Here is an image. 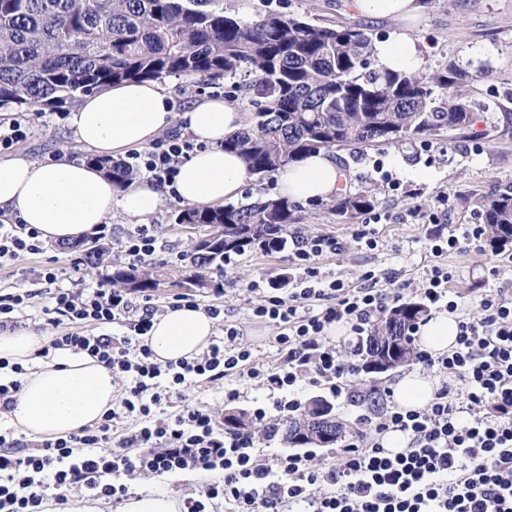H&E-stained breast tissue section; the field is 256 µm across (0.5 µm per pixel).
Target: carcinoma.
Instances as JSON below:
<instances>
[{"instance_id":"carcinoma-1","label":"carcinoma","mask_w":512,"mask_h":512,"mask_svg":"<svg viewBox=\"0 0 512 512\" xmlns=\"http://www.w3.org/2000/svg\"><path fill=\"white\" fill-rule=\"evenodd\" d=\"M250 106L247 127L225 139L252 176L274 172L318 150L351 144H395L410 137L462 129L476 119V105L455 85L459 75L430 77L381 71L373 43L355 26L322 27L298 18L264 14L252 22L224 14L222 0H0V111L22 106L55 110L119 81L170 76L236 77ZM451 90L438 99L434 89ZM122 188L133 172L99 160ZM374 205L369 191L336 198L343 215ZM299 205L283 198L235 207H186L179 224L224 225V241L199 242L190 282L205 287V272L224 259L259 246L279 251L296 223ZM492 249L512 246V191L485 196L479 209ZM110 282L133 291L153 290L157 280L117 267ZM425 314L406 301L372 324L362 359L393 360L395 369L417 357L409 330ZM316 412L308 404L282 423L292 447H330L347 426L339 421L331 441L305 437L302 425Z\"/></svg>"}]
</instances>
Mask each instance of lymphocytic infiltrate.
Segmentation results:
<instances>
[{
  "label": "lymphocytic infiltrate",
  "instance_id": "1",
  "mask_svg": "<svg viewBox=\"0 0 512 512\" xmlns=\"http://www.w3.org/2000/svg\"><path fill=\"white\" fill-rule=\"evenodd\" d=\"M190 148L174 135L134 154L133 166L164 184ZM336 247V241L319 236L299 241L295 257L303 275L291 291L270 286L254 310L255 317L279 328L283 360L277 366L257 363L240 344V330L229 325L202 354L156 362L143 340L152 326V307L134 309L126 294L105 280L93 287H57L56 269L43 268L40 278L52 287L55 321L67 330L39 349L38 357L58 349L85 352L128 382L117 408L80 433L27 446L0 433V512H43L49 494L60 506L75 493L118 501L127 495L129 481L145 475L211 472L222 473V481L185 498L182 512H211L219 500L229 504V512H512V297L501 290L459 320L456 345L448 353L419 352L420 363L441 380L434 400L417 410L388 406L374 419L361 415L377 436L344 444L339 466L317 467L306 452L259 460L252 432H225L209 409L196 404L183 405L172 417L156 415L172 387L238 375L281 390L271 409L254 412L269 436L270 415L283 418L300 409L299 400L284 398L283 392L302 373L341 395L342 378L357 366L328 341L327 327L343 320L363 334L368 318L400 301L402 289L323 281L313 262ZM41 248L37 230L0 224L1 264ZM312 298L324 301L323 310L302 312V303ZM122 318L130 335L106 333V325ZM85 324L99 326L100 334L82 332ZM483 403L490 404V412L466 414L467 405ZM127 417L137 418L138 427L119 432V420ZM391 428L403 432L408 443L389 457L378 436Z\"/></svg>",
  "mask_w": 512,
  "mask_h": 512
}]
</instances>
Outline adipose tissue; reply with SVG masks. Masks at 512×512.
I'll return each instance as SVG.
<instances>
[{"label":"adipose tissue","instance_id":"ef3b65f1","mask_svg":"<svg viewBox=\"0 0 512 512\" xmlns=\"http://www.w3.org/2000/svg\"><path fill=\"white\" fill-rule=\"evenodd\" d=\"M356 14L397 21L398 30L374 47L379 69L418 71L420 52L413 37L422 6L419 0H351ZM244 112L221 97H208L175 111L170 97L153 81L121 82L81 96L69 126L81 149L104 158L125 155L150 145L163 131L179 127L190 135L195 150L178 167L171 183L146 178L113 186L104 169L67 157L34 160L0 159V223L35 228L45 243H65L93 234L120 208L134 224L145 222L164 200L189 206L219 207L236 200L250 178L224 140L241 130ZM346 175L329 152L308 155L281 169V196L300 202L323 200L343 191ZM214 320L202 308H168L154 319L147 343L157 362H177L207 349ZM458 322L438 313L419 327L421 345L432 354L454 345ZM48 335L25 328L0 332V358L26 367L21 391L8 412L12 425L34 439L67 437L99 421L112 407L118 384L111 369L87 353L57 350L44 360L35 352ZM437 381L408 373L394 386V398L405 409L426 407L435 397Z\"/></svg>","mask_w":512,"mask_h":512}]
</instances>
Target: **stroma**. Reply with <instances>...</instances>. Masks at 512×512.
Segmentation results:
<instances>
[{
    "label": "stroma",
    "mask_w": 512,
    "mask_h": 512,
    "mask_svg": "<svg viewBox=\"0 0 512 512\" xmlns=\"http://www.w3.org/2000/svg\"><path fill=\"white\" fill-rule=\"evenodd\" d=\"M224 9L242 21L255 19L259 12L272 10L321 26L360 25L374 42L387 40L396 25L387 19L354 15L348 0H223ZM422 18L414 32L422 64L421 72L437 74L446 70L461 73L462 93L478 103L485 113L483 122L464 130H441L398 144L376 148L355 144L337 151V163L347 173L346 190L354 194L372 191V212L339 215L328 200L303 204L297 224L290 226L289 243L277 252L253 248L233 257L231 264L212 268L208 287L186 284L191 271L189 257L196 240L209 229L201 225L176 223L180 204L166 200L147 221L156 238V250L140 272L159 279V287L144 294L132 292L135 304L150 302L164 313L175 295L187 293L200 306L218 307L215 335L223 337L225 325L243 333L241 343L258 361L278 364L281 354L275 338L278 328L257 319L254 308L263 299L269 281L301 276L303 268L295 258L294 238L323 236L338 242L335 251L324 252L314 265L323 280H343L353 288L363 287V276L371 272L389 277L404 289L405 299L421 300L428 270L433 265L447 268L451 291L463 297L465 312H475L482 297L502 288L512 289V250L494 253L476 241L463 250L434 256L431 247L436 226L478 223V202L492 192L512 191V0H420ZM175 109L195 98L229 97L233 79L168 77L162 81ZM29 134L14 146L13 154L33 159L80 157L69 127V108L50 112L36 107L26 110ZM112 232L106 238L107 253L90 264L83 249L64 250L44 246L36 254L22 253L0 265V291L29 290L34 298L22 314L23 326L44 334H58L49 313L47 286L39 277L41 269L59 268L58 287L75 280L93 285L108 278L113 266L128 265L125 242L134 232L120 209H113L108 221ZM376 240L368 247L366 238ZM419 361L394 370L368 374L355 371L344 381L341 396H332L327 385L311 384L301 377L293 388L301 404L317 396L329 399L337 416L348 425V438H356L376 392L392 389L402 375L424 372ZM236 398H229V391ZM183 401L207 406L216 417L237 411L253 417L257 408H270L273 391L239 376L209 382L195 379L180 388ZM199 476L166 478L141 477L129 483L130 496L159 493L176 502L194 494L202 484Z\"/></svg>",
    "instance_id": "stroma-1"
}]
</instances>
